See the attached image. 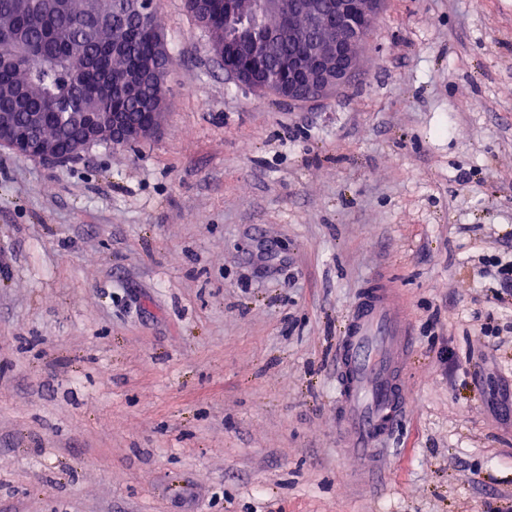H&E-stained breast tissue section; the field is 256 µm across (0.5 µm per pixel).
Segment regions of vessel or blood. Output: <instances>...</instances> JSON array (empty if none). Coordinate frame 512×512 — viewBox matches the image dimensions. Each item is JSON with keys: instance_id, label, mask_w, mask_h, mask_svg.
Returning a JSON list of instances; mask_svg holds the SVG:
<instances>
[{"instance_id": "b4317fda", "label": "vessel or blood", "mask_w": 512, "mask_h": 512, "mask_svg": "<svg viewBox=\"0 0 512 512\" xmlns=\"http://www.w3.org/2000/svg\"><path fill=\"white\" fill-rule=\"evenodd\" d=\"M414 348L406 312L390 280L380 277L352 306L338 349L339 421L349 451L372 461L404 413V361Z\"/></svg>"}]
</instances>
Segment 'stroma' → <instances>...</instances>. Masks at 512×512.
Wrapping results in <instances>:
<instances>
[{"label": "stroma", "instance_id": "obj_1", "mask_svg": "<svg viewBox=\"0 0 512 512\" xmlns=\"http://www.w3.org/2000/svg\"><path fill=\"white\" fill-rule=\"evenodd\" d=\"M156 10L157 132L0 147V512H512V0H386L302 105ZM378 275L415 347L371 473L336 350Z\"/></svg>", "mask_w": 512, "mask_h": 512}]
</instances>
